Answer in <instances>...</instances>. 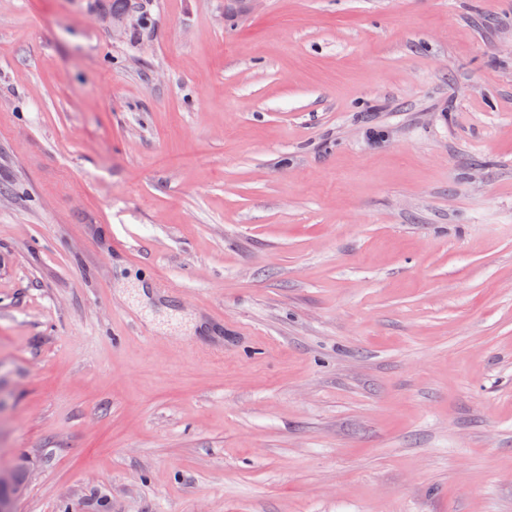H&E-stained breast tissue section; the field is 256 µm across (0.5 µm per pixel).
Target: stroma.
Segmentation results:
<instances>
[{
	"label": "stroma",
	"instance_id": "1",
	"mask_svg": "<svg viewBox=\"0 0 512 512\" xmlns=\"http://www.w3.org/2000/svg\"><path fill=\"white\" fill-rule=\"evenodd\" d=\"M0 0L16 512H512V0Z\"/></svg>",
	"mask_w": 512,
	"mask_h": 512
}]
</instances>
